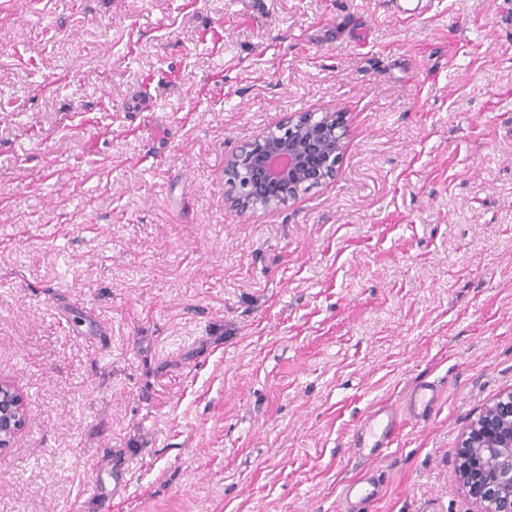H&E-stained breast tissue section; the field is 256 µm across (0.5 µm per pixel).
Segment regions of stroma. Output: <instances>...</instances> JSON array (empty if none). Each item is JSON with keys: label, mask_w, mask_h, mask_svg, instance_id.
Masks as SVG:
<instances>
[{"label": "stroma", "mask_w": 512, "mask_h": 512, "mask_svg": "<svg viewBox=\"0 0 512 512\" xmlns=\"http://www.w3.org/2000/svg\"><path fill=\"white\" fill-rule=\"evenodd\" d=\"M342 112L275 213L225 159ZM0 512H338L370 406L438 382L365 512H479L512 389V0H0ZM27 408L21 390L10 380L0 378V455L8 451L25 425ZM456 469L481 512H512V390L465 431Z\"/></svg>", "instance_id": "obj_1"}]
</instances>
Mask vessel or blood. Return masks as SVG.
Here are the masks:
<instances>
[{
  "mask_svg": "<svg viewBox=\"0 0 512 512\" xmlns=\"http://www.w3.org/2000/svg\"><path fill=\"white\" fill-rule=\"evenodd\" d=\"M441 390L433 381H419L409 386L400 409L377 405L365 411L351 436L354 453L366 458L368 468L362 477L343 489L339 512H360L363 504L379 498L383 481L380 464L386 452L398 439L405 424L428 421L437 412Z\"/></svg>",
  "mask_w": 512,
  "mask_h": 512,
  "instance_id": "b4317fda",
  "label": "vessel or blood"
}]
</instances>
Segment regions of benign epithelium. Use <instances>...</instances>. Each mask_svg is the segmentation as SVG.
Masks as SVG:
<instances>
[{"label":"benign epithelium","mask_w":512,"mask_h":512,"mask_svg":"<svg viewBox=\"0 0 512 512\" xmlns=\"http://www.w3.org/2000/svg\"><path fill=\"white\" fill-rule=\"evenodd\" d=\"M286 128V136L262 135L261 151L248 143L226 159V169H237L241 157L248 155L256 174L242 186L243 197L235 200L236 206L274 211L301 187L332 176L346 138L343 114L294 115L288 117ZM26 418L23 393L0 378V455L11 447ZM456 469L481 512H512V390L499 395L465 431L456 452Z\"/></svg>","instance_id":"7a95c632"}]
</instances>
